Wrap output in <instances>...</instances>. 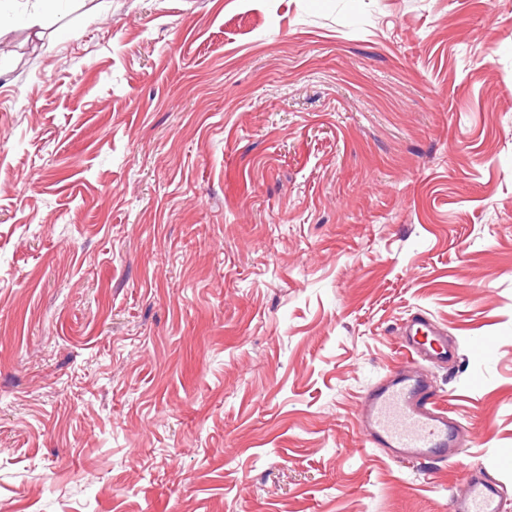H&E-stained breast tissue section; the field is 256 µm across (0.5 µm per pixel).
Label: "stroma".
<instances>
[{
  "label": "stroma",
  "mask_w": 512,
  "mask_h": 512,
  "mask_svg": "<svg viewBox=\"0 0 512 512\" xmlns=\"http://www.w3.org/2000/svg\"><path fill=\"white\" fill-rule=\"evenodd\" d=\"M8 5L0 512H449L512 459V0ZM417 313L455 465L362 445Z\"/></svg>",
  "instance_id": "stroma-1"
}]
</instances>
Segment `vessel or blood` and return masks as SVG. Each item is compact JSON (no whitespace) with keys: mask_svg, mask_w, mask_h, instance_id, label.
Instances as JSON below:
<instances>
[{"mask_svg":"<svg viewBox=\"0 0 512 512\" xmlns=\"http://www.w3.org/2000/svg\"><path fill=\"white\" fill-rule=\"evenodd\" d=\"M403 357L368 390L359 404L358 420L369 448L388 449L392 459L417 464L453 462L467 440L452 421L432 386L421 378L425 367L455 359L456 347L425 319H412L399 329ZM502 487L488 474L467 480L452 502V512H501Z\"/></svg>","mask_w":512,"mask_h":512,"instance_id":"vessel-or-blood-1","label":"vessel or blood"}]
</instances>
